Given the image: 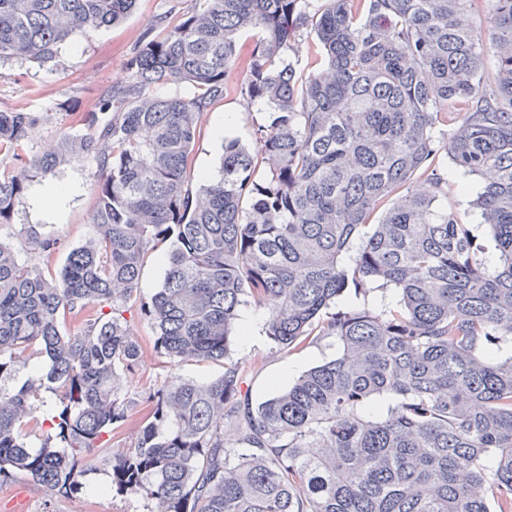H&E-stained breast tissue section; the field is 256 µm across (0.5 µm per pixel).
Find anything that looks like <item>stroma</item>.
<instances>
[{"label":"stroma","instance_id":"35a3bbf8","mask_svg":"<svg viewBox=\"0 0 512 512\" xmlns=\"http://www.w3.org/2000/svg\"><path fill=\"white\" fill-rule=\"evenodd\" d=\"M194 7L195 0H137L128 18L106 29L87 31L62 45L52 62L0 61V111L22 105L36 119L29 153L41 154L62 133H85V125L75 123L74 113L98 111L100 99L111 88L127 81L128 62L141 47L148 28L162 18L177 23ZM220 116L231 117V136L242 140L253 153L261 151L255 131L268 124V111L248 104L238 93H229L203 117L201 136L192 153L191 190L199 189L203 176L218 174L223 144L215 137L213 126ZM47 183L68 191L59 211L50 217L42 216L33 210L31 195H24L15 206L11 222L0 226V240L13 246L22 263L51 277L58 274L69 251L93 234L96 166L89 160L74 163L55 175L36 179L33 186L38 189ZM479 187L478 179H464L449 172L448 193L439 198L438 204L453 211L462 223H479L480 217L470 205ZM32 232L56 238L58 249L50 255L33 249L27 239ZM266 316L265 310L251 305L242 307L241 319L250 328L238 340L232 354L233 359L243 364L245 389L258 400L271 397L310 367L335 358L339 351L332 336L321 337L290 353L279 351L264 333ZM124 317L130 335L143 351L137 367L126 374L122 390L133 410H141L148 392L174 377L211 380L222 374V365L214 363L172 366L154 349L152 330L137 309H129ZM134 437V427H125L110 439L108 449L92 453V469L85 476L87 489L80 493L50 491L23 475L0 481V512H153L155 504L146 496L98 492L99 487L111 482L113 452L129 447Z\"/></svg>","mask_w":512,"mask_h":512}]
</instances>
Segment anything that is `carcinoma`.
<instances>
[{
	"mask_svg": "<svg viewBox=\"0 0 512 512\" xmlns=\"http://www.w3.org/2000/svg\"><path fill=\"white\" fill-rule=\"evenodd\" d=\"M137 0H0V60L52 61L61 44L121 22ZM196 0L161 20L105 115L27 154L35 118L0 111V224L36 178L95 160V234L47 278L0 240V380L39 347L46 368L0 388V477L85 488L89 455L128 421L122 369L141 355L124 312L139 304L176 366L224 364L150 392L136 440L101 493L145 495L154 512H512V0ZM485 12L492 80L471 17ZM314 30L317 68L287 62ZM240 94L270 110L257 159L224 139L220 178L188 189L204 113ZM183 86L164 94L161 85ZM449 159L482 181L461 224L438 206ZM267 165L263 183L254 179ZM426 176L432 194L413 189ZM498 254L480 257V230ZM161 287L143 301L154 242ZM373 284L400 300L339 309ZM269 310L280 351L334 336L340 354L255 401L231 359L240 308ZM77 319V332L63 330ZM51 385L41 444L30 399ZM382 400L386 406L367 416ZM234 438L224 437V423ZM170 246V241L160 242L153 248H150L142 266L139 291L143 298L148 299L160 288L164 276V267L158 257Z\"/></svg>",
	"mask_w": 512,
	"mask_h": 512,
	"instance_id": "obj_1",
	"label": "carcinoma"
}]
</instances>
